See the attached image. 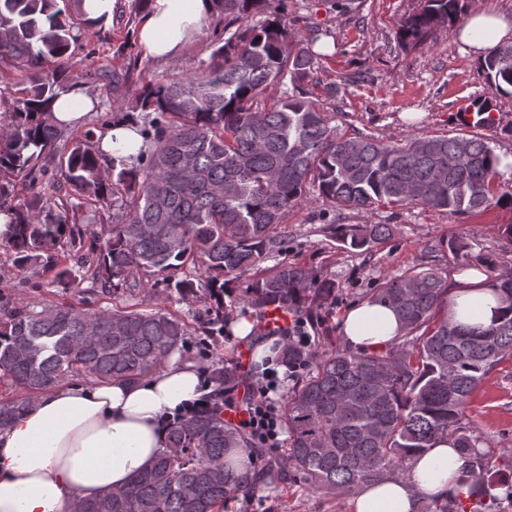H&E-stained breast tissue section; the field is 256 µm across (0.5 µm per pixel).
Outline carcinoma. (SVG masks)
Here are the masks:
<instances>
[{
    "mask_svg": "<svg viewBox=\"0 0 512 512\" xmlns=\"http://www.w3.org/2000/svg\"><path fill=\"white\" fill-rule=\"evenodd\" d=\"M240 22L216 42L199 74L163 80L139 74L137 107L145 113L135 155L104 167L97 133L122 119V87L112 78L109 112L80 138L58 146L61 133L48 104L88 74L74 61L75 25L89 20L83 0H0V66L25 76L21 96L0 122V172L28 181L30 193L10 202L0 182V209L10 215L0 249L15 270L58 268L56 283L86 294L146 290L152 309L108 310L56 304L4 308L0 374L33 396L68 377L140 380L186 344L183 320L162 301L204 303L208 336H224L226 313L244 303L290 313L336 302V282L286 261L261 263L284 248L282 219L305 190L339 207L369 210L413 205L448 214L512 206L490 138L479 134L413 136L386 144L371 136H338L304 84L318 83L310 37L297 36L272 7L275 0H212ZM465 0H421L399 24L415 47L463 21ZM263 16L258 24L249 20ZM485 79L511 88L512 44L496 45L481 63ZM290 80L293 90L271 91ZM68 186L61 204L37 185ZM114 210L113 223L91 230L83 210ZM391 235L388 224H340L345 249L370 250ZM505 302L486 329H464L439 316L447 290L432 270H413L373 289L370 299L393 309L402 339L384 353L348 349L318 355L293 347L279 354L296 386L282 401L288 448L279 463L311 488L343 496L407 471L417 454L452 441L467 459L460 479L468 496L494 485L512 496V470L494 471L480 439L465 423L467 400L502 361L512 358V274L491 283ZM239 369L220 357L210 378L215 406L167 426L166 448L125 487L104 492L77 512H219L254 484L235 472L244 434L224 420V392ZM27 398L0 402L7 426ZM459 496L424 504L422 512H460Z\"/></svg>",
    "mask_w": 512,
    "mask_h": 512,
    "instance_id": "obj_1",
    "label": "carcinoma"
}]
</instances>
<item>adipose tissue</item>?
Masks as SVG:
<instances>
[{"label": "adipose tissue", "instance_id": "ef3b65f1", "mask_svg": "<svg viewBox=\"0 0 512 512\" xmlns=\"http://www.w3.org/2000/svg\"><path fill=\"white\" fill-rule=\"evenodd\" d=\"M212 9V0H151L136 31L139 47L150 57L176 58ZM511 32L505 18L479 7L459 38L478 54ZM139 145L131 123L120 120L105 132L98 152L109 162ZM457 281L449 324L484 329L494 323L504 305L486 275ZM341 329L352 347L378 352L391 346L402 325L391 308L364 301L347 312ZM204 378L199 366L173 357L145 379L58 385L38 394L0 429V512H76L80 503L126 485L164 448L163 415L197 398ZM465 468L450 443H436L414 458L409 481L365 486L344 502V512H415L419 498L455 495Z\"/></svg>", "mask_w": 512, "mask_h": 512}]
</instances>
